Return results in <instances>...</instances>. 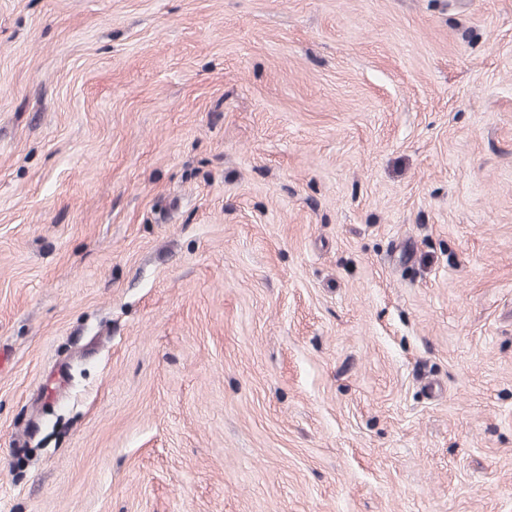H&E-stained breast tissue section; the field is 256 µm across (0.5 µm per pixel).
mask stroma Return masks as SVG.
I'll return each mask as SVG.
<instances>
[{"mask_svg": "<svg viewBox=\"0 0 512 512\" xmlns=\"http://www.w3.org/2000/svg\"><path fill=\"white\" fill-rule=\"evenodd\" d=\"M0 512H512V0H0Z\"/></svg>", "mask_w": 512, "mask_h": 512, "instance_id": "obj_1", "label": "stroma"}]
</instances>
